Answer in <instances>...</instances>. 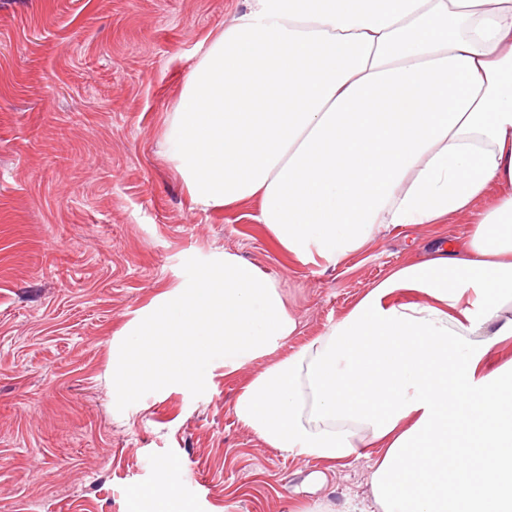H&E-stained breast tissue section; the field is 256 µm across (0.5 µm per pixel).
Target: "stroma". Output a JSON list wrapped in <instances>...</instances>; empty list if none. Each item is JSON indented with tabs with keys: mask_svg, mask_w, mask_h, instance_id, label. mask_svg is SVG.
Wrapping results in <instances>:
<instances>
[{
	"mask_svg": "<svg viewBox=\"0 0 512 512\" xmlns=\"http://www.w3.org/2000/svg\"><path fill=\"white\" fill-rule=\"evenodd\" d=\"M239 0H0V512H370L378 449L331 464L265 445L235 414L247 383L320 336L375 282L459 246L470 220L391 228L301 263L257 202L193 207L163 155L202 43ZM231 253L275 279L297 329L232 375L117 410L112 350L184 280ZM180 458L177 502L130 508Z\"/></svg>",
	"mask_w": 512,
	"mask_h": 512,
	"instance_id": "1",
	"label": "stroma"
}]
</instances>
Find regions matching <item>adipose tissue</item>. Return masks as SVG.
I'll use <instances>...</instances> for the list:
<instances>
[{
    "label": "adipose tissue",
    "mask_w": 512,
    "mask_h": 512,
    "mask_svg": "<svg viewBox=\"0 0 512 512\" xmlns=\"http://www.w3.org/2000/svg\"><path fill=\"white\" fill-rule=\"evenodd\" d=\"M164 142L192 204L258 201L303 263L494 194L463 250L394 268L235 413L295 456L377 445V512H512V0H241Z\"/></svg>",
    "instance_id": "1"
}]
</instances>
